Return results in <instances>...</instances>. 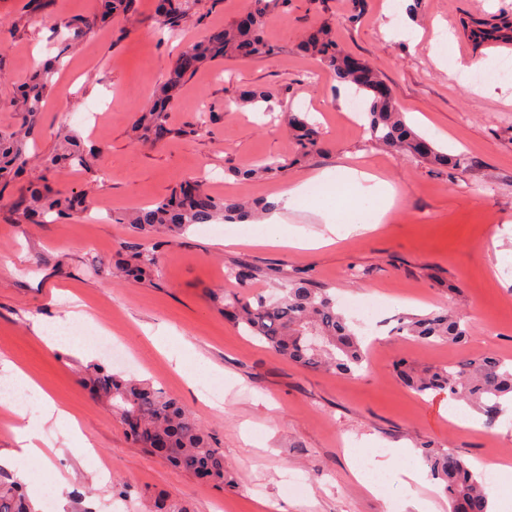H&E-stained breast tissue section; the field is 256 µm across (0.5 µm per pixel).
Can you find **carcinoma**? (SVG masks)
<instances>
[{"label": "carcinoma", "instance_id": "cac0c4a2", "mask_svg": "<svg viewBox=\"0 0 512 512\" xmlns=\"http://www.w3.org/2000/svg\"><path fill=\"white\" fill-rule=\"evenodd\" d=\"M136 0H99L103 18H118L132 12ZM203 0H158L157 24L162 30H180L186 18L199 10ZM288 9V0H252L249 8L254 17L250 28L234 23L192 43L177 58L173 73L162 87L154 104L137 119L136 138L158 142L169 138L174 130L167 125V106L186 78L205 64L220 59H254L272 55L277 47L266 40L264 29L271 11ZM305 51L337 76L366 93L368 132L372 139L402 154L413 162H426L440 169L456 168L461 159L438 151L424 137L406 124L392 100L376 96L374 86L380 82L369 67L363 73L349 71L345 62L349 53L325 27L304 43ZM49 91V81L36 75L21 90L16 107L21 123L12 132H0V183L8 184L28 163V137L34 130ZM286 131L293 136L299 154L306 157L318 145L319 132L299 112L288 113ZM93 155L77 147L50 158L46 169L61 178L68 169L80 167L94 172ZM288 166L270 162L233 171L240 181L258 180ZM22 214L34 222L58 221L78 209L90 208L91 201L73 197L59 186L32 185L23 194ZM229 223L251 222L256 209L240 199L214 196L203 181L184 179L170 193L133 214L118 213L113 220L130 226L132 238L120 243L116 270L135 280L151 281L161 274L158 248L168 238L192 224H209L217 217ZM240 293L214 289L209 299L224 316L245 335L265 343L270 349L301 367L357 377L367 363L364 337L336 308V299L328 289L319 288L306 271L294 277L284 276L281 294L268 298L247 292L260 271L248 262H239L230 270ZM398 333L426 343L459 345L468 336V325L448 311L417 315L400 322ZM402 382L416 393L446 391L464 401L485 417L484 424L493 429L512 404V365L489 353L479 358H465L455 364L418 371L400 361L396 364ZM93 396L117 414L130 436L141 447L160 455L172 466L198 479L219 486H231L234 480L224 465V454L213 446L206 429L175 398L164 395L148 384L125 379L99 366L90 367L82 376ZM421 456L430 476L448 496L450 512H489V494L482 474L463 456L447 450L421 446ZM0 512H33L21 486L0 476ZM150 512H189L179 498L168 496L154 501Z\"/></svg>", "mask_w": 512, "mask_h": 512}]
</instances>
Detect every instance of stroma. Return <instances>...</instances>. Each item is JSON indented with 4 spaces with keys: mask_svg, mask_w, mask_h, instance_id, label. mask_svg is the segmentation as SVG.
Masks as SVG:
<instances>
[{
    "mask_svg": "<svg viewBox=\"0 0 512 512\" xmlns=\"http://www.w3.org/2000/svg\"><path fill=\"white\" fill-rule=\"evenodd\" d=\"M24 3L0 0V131L19 122L14 98L36 57L57 58L60 66L32 133L23 181L45 176L65 137L102 151V176L76 174L67 182L93 200L88 212L30 224L16 208L17 192L0 196V360L34 379L23 401L28 414L40 417L45 399L54 400L79 420L100 460L86 466L68 448L67 422L44 425L45 459L28 472L55 496L57 512H73L80 496L102 512L120 495L129 512H141L165 494L183 498L191 512H414L415 499L448 512L422 462L423 442L468 459L484 474L490 500L512 512V498L501 492L512 486V457L498 454L512 449V425H462L461 402L444 392L417 395L396 372L401 360L424 368L487 353L512 363V78L488 86L463 78L512 60L511 38L476 45L468 34L475 20L512 25V0H291L268 27L277 53L198 71L168 111L177 137L154 144L133 134L139 111L151 105L181 50L236 21L251 0H206L170 39L157 32L154 0H138L119 23L96 20L98 0H47L36 15ZM76 17L92 22L79 39L62 26ZM322 27L379 73L415 131L464 165L443 172L376 144L366 116L350 115V102L364 94L299 48ZM439 29L446 43L435 40ZM248 90L272 92L270 107L239 105ZM281 112H304L317 124L320 144L308 157L299 158L279 125ZM190 126L195 134L181 136ZM269 158L288 161V169L256 181L232 175ZM341 166L368 169L397 189L393 215L376 231L298 252L224 246L246 227L217 220L162 247L154 282L114 275L118 244L130 231L113 223V214L148 205L180 178L210 171L212 193L262 202ZM238 261L286 271L305 266L337 305L373 303L366 371L346 378L306 370L225 322L208 294L226 284ZM60 290L77 296L91 316L82 334L107 331L128 353L117 361L96 347L92 361L178 398L223 451L234 486L200 482L140 448L82 384L87 362L70 349L46 347L31 318H64L71 305L57 298ZM445 308L468 321L465 343L433 345L392 333L399 318ZM162 325L176 334L174 350L194 347V383L148 339L147 328ZM383 461L392 472L367 489L364 477ZM410 467L417 478L407 476Z\"/></svg>",
    "mask_w": 512,
    "mask_h": 512,
    "instance_id": "1",
    "label": "stroma"
}]
</instances>
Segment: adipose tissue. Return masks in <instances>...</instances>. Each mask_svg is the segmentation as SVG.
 I'll return each instance as SVG.
<instances>
[{
  "instance_id": "ef3b65f1",
  "label": "adipose tissue",
  "mask_w": 512,
  "mask_h": 512,
  "mask_svg": "<svg viewBox=\"0 0 512 512\" xmlns=\"http://www.w3.org/2000/svg\"><path fill=\"white\" fill-rule=\"evenodd\" d=\"M317 185L336 193L338 210L327 208L320 200L308 194L310 186ZM279 210L273 211L252 233L254 244L290 247L299 251L316 250L332 244L334 238L347 237L357 230H373L388 218L396 203L397 192L393 185L380 176L358 168L341 167L333 171L314 174L309 180L289 185L278 194ZM289 211H308L323 220L326 230L314 236H304L294 231L285 220ZM18 420L15 427L16 450L0 454V467H13L16 459L42 460L44 453L39 446L41 428L51 420L66 418L65 410L54 401H47L40 418L29 417L22 407H15Z\"/></svg>"
}]
</instances>
